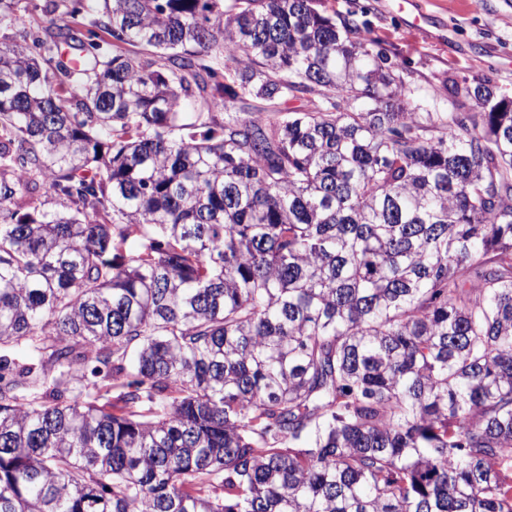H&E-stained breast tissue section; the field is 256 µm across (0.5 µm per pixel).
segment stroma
Returning a JSON list of instances; mask_svg holds the SVG:
<instances>
[{
    "mask_svg": "<svg viewBox=\"0 0 512 512\" xmlns=\"http://www.w3.org/2000/svg\"><path fill=\"white\" fill-rule=\"evenodd\" d=\"M349 18L399 65L412 103L448 107L450 75L484 78L512 97V0H316Z\"/></svg>",
    "mask_w": 512,
    "mask_h": 512,
    "instance_id": "stroma-1",
    "label": "stroma"
}]
</instances>
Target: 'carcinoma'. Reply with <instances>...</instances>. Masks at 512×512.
I'll return each instance as SVG.
<instances>
[{"label":"carcinoma","instance_id":"cac0c4a2","mask_svg":"<svg viewBox=\"0 0 512 512\" xmlns=\"http://www.w3.org/2000/svg\"><path fill=\"white\" fill-rule=\"evenodd\" d=\"M315 2L0 0V512H512V99Z\"/></svg>","mask_w":512,"mask_h":512}]
</instances>
